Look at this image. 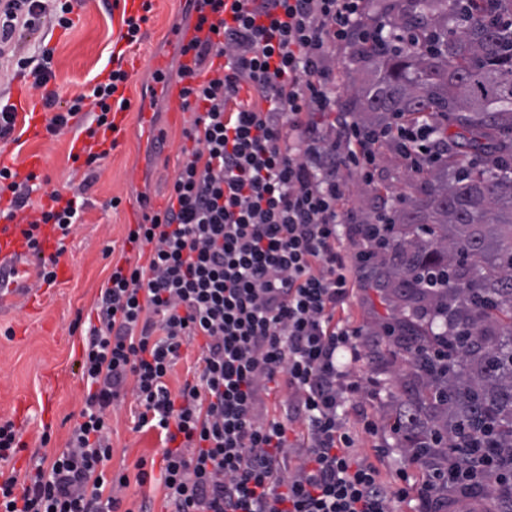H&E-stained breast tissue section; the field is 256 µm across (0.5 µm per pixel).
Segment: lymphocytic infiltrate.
I'll use <instances>...</instances> for the list:
<instances>
[{
    "mask_svg": "<svg viewBox=\"0 0 512 512\" xmlns=\"http://www.w3.org/2000/svg\"><path fill=\"white\" fill-rule=\"evenodd\" d=\"M203 36L181 64L183 96L195 118L169 203L136 225L147 265L115 266L95 307L78 363L87 395L65 449L37 458L24 476L0 478V512H120L130 483L152 474L107 477L112 428L106 413L120 399L137 405L134 431H157L160 482L170 512H445L449 488L484 489L501 479L492 451L421 459V486L400 472L380 480L359 459L341 415L363 393L354 369L363 348L395 333L337 321L355 265L386 247L385 217L353 224L342 211L344 173L370 178L376 146L395 144L411 170L442 157L426 116L368 129L338 110L337 43L364 39L363 0H189ZM72 0L50 12L47 0H0V84L29 72L32 90L53 112L56 136L70 115H91L88 137L111 130L110 113L128 74L79 95L65 111L46 88L53 52L21 53L20 43L53 18L69 27ZM251 100L239 99L242 88ZM358 241L356 257L341 242ZM201 340L192 376L170 390L166 378L181 349ZM285 385L281 413L264 397ZM498 512H512V477L501 479Z\"/></svg>",
    "mask_w": 512,
    "mask_h": 512,
    "instance_id": "1",
    "label": "lymphocytic infiltrate"
}]
</instances>
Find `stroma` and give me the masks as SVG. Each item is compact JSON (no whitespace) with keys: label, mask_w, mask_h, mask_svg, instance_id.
Wrapping results in <instances>:
<instances>
[{"label":"stroma","mask_w":512,"mask_h":512,"mask_svg":"<svg viewBox=\"0 0 512 512\" xmlns=\"http://www.w3.org/2000/svg\"><path fill=\"white\" fill-rule=\"evenodd\" d=\"M149 20L143 24L140 40L129 46L122 40V5L116 0H96L90 6L74 9L73 24L64 29L47 30L46 41L53 48V77L48 83L60 101L90 92L96 83L105 81L113 68V51L124 50L126 57L163 58L170 77H177V50L168 38L185 17L180 0H151ZM356 44L340 43L336 57V105L346 112L357 111L351 78H364L368 70L359 62ZM153 78L145 68L130 71L124 94L135 101L126 113L118 143L110 154L95 164L72 155L77 129L52 136L42 134L30 139L24 134L27 117L18 114L13 140L7 141L14 169H21L32 154L43 161L38 170L40 187L31 195L36 204L47 203V193L60 191L72 196L84 193L85 209L63 240L60 264L69 266L66 279L54 284L43 283L36 273L31 255L0 261V273L9 277L0 291V421L10 420L18 430L22 449L0 470L24 474L32 456L55 457L66 442L83 407L86 386L77 366L82 355V340L95 303L115 265L125 259H137L125 240L130 229L125 203L139 197L158 210L164 209L174 177L183 161L180 152L184 130L192 115L184 113L174 122L164 99L152 88ZM162 132L170 145L166 155L152 149L144 132L146 127ZM414 179L394 144L381 142L377 147L374 179L364 182L356 171H349V192L345 208L357 212L360 219L375 215L381 205H396L400 195ZM337 319L350 326L374 329L392 322L386 292L380 288L354 289ZM405 357L392 358L368 353L355 373L373 377L382 386L379 398L362 396L348 406L344 415L347 427L356 438V452L374 458L384 441L393 439L394 420L403 402L398 377L408 371ZM136 405L133 397L112 409V459L109 474H134L138 458L160 460L161 444L155 432L132 430L131 414ZM374 416L378 433L363 429L364 415Z\"/></svg>","instance_id":"35a3bbf8"}]
</instances>
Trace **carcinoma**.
I'll return each mask as SVG.
<instances>
[{"instance_id": "cac0c4a2", "label": "carcinoma", "mask_w": 512, "mask_h": 512, "mask_svg": "<svg viewBox=\"0 0 512 512\" xmlns=\"http://www.w3.org/2000/svg\"><path fill=\"white\" fill-rule=\"evenodd\" d=\"M389 16L393 42L362 50L372 71L352 81L367 125L427 115L451 121L445 165L427 174L411 204L394 211L383 283L404 302L423 303L471 329L476 344L448 362L446 332L403 318L410 342L427 350L401 380L422 408L423 430L402 429V447L421 456L495 448L512 462V0H367ZM447 291L424 289L426 275Z\"/></svg>"}]
</instances>
